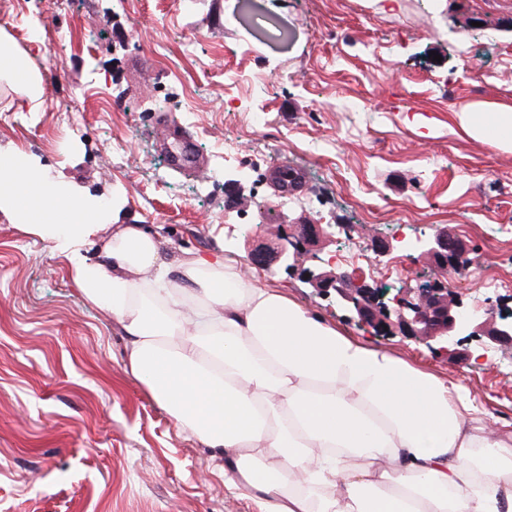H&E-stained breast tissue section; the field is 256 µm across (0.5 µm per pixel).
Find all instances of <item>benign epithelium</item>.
Wrapping results in <instances>:
<instances>
[{"instance_id":"benign-epithelium-1","label":"benign epithelium","mask_w":512,"mask_h":512,"mask_svg":"<svg viewBox=\"0 0 512 512\" xmlns=\"http://www.w3.org/2000/svg\"><path fill=\"white\" fill-rule=\"evenodd\" d=\"M317 235L316 224H290L284 236L286 244L271 254L259 253L256 259L266 266L280 263L287 267ZM417 250L433 258L445 269L454 268L460 259L468 255L462 243L446 234H438L430 240L419 242ZM310 281L325 296L335 292L338 302L353 309L360 321L378 329L388 325L390 312L393 311L404 335L434 341L445 350L463 332L470 335L484 333L493 344L512 343L511 319L491 309L472 315L465 314L460 310V303L446 288H419L415 301L396 298L394 310H389L385 305L378 311L374 289L367 287L354 271L338 269L334 272L312 273Z\"/></svg>"}]
</instances>
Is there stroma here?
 <instances>
[{"label":"stroma","mask_w":512,"mask_h":512,"mask_svg":"<svg viewBox=\"0 0 512 512\" xmlns=\"http://www.w3.org/2000/svg\"><path fill=\"white\" fill-rule=\"evenodd\" d=\"M5 50L44 87L30 115L0 87V153L119 197L121 221L165 258L229 260L276 249L282 225L325 234L262 285L441 379L512 423V344L437 343L376 332L309 282L335 269L344 224L401 254L439 232L477 266L468 288L412 254L414 274L370 285L456 289L512 315V150L459 130L467 104L512 107V0H0ZM264 104L265 128L250 126ZM203 171L173 169L179 131ZM300 173L291 204L273 179ZM127 338L83 299L46 238L0 213V512H255L229 489L219 451L180 430L125 366Z\"/></svg>","instance_id":"1"}]
</instances>
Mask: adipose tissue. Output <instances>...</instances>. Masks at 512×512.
Here are the masks:
<instances>
[{
  "label": "adipose tissue",
  "instance_id": "adipose-tissue-1",
  "mask_svg": "<svg viewBox=\"0 0 512 512\" xmlns=\"http://www.w3.org/2000/svg\"><path fill=\"white\" fill-rule=\"evenodd\" d=\"M2 76L41 110L27 56L1 52ZM453 120L512 146L511 108ZM74 196L36 163L0 159V212L50 240L125 332L129 372L223 452L225 482L256 512H512V425L483 426L463 385L326 325L221 255L166 260L150 231L122 223L119 199Z\"/></svg>",
  "mask_w": 512,
  "mask_h": 512
}]
</instances>
